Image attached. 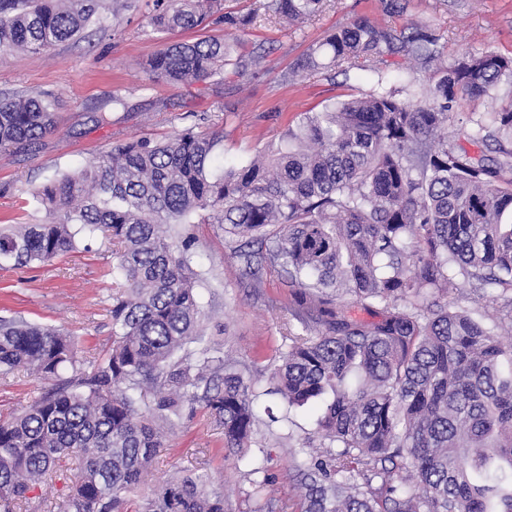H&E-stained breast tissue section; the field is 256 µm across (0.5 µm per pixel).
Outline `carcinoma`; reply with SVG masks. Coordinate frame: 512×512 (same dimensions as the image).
Listing matches in <instances>:
<instances>
[{
	"instance_id": "1",
	"label": "carcinoma",
	"mask_w": 512,
	"mask_h": 512,
	"mask_svg": "<svg viewBox=\"0 0 512 512\" xmlns=\"http://www.w3.org/2000/svg\"><path fill=\"white\" fill-rule=\"evenodd\" d=\"M323 0H267L290 23ZM224 0H153L154 31L195 29ZM100 20L97 0H0V48L40 51ZM232 43L165 45L154 78L190 83L223 73ZM404 53L439 59L415 27L397 39L368 18L340 27L297 67L321 59L378 71ZM426 100L378 87L306 114L290 142L242 166L220 165L222 137L187 128L118 143L33 191L51 220L0 230V262L28 266L102 236L112 243V348L93 360L59 330L0 317V374L51 387L0 419V512L78 459L60 512H224L200 468L141 497L166 434L199 403L224 427V447L251 446L258 379L232 370L221 347L196 353L206 313L193 239L183 225L222 224L245 270L278 266L290 288L288 351L266 392L301 408L330 396L306 442L301 512H512V181L508 162L448 145L450 103L487 96L512 58L485 52L440 66ZM49 95L0 97V146L26 147L54 127ZM512 137V107L461 125L472 143ZM468 287L469 293L462 292ZM487 297L490 315L460 304ZM357 305L375 317L358 319ZM69 370L71 375L63 376Z\"/></svg>"
}]
</instances>
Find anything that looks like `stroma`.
Here are the masks:
<instances>
[{
  "mask_svg": "<svg viewBox=\"0 0 512 512\" xmlns=\"http://www.w3.org/2000/svg\"><path fill=\"white\" fill-rule=\"evenodd\" d=\"M263 0H224L225 21L193 30L154 32L153 0H139L120 21L104 14L84 38L37 52L0 49V97L48 94L56 104V127L35 147L0 148V227L43 223L31 192L58 174L76 170L129 139L164 140L184 129L218 132L225 164L250 161L279 145L303 114L319 112L384 84L397 98L417 101L435 77L398 55L378 71L331 67L298 72L294 66L310 47L336 28L367 17L400 34L419 26L436 38L440 62L448 66L466 54L495 52L512 58V0H325L302 24L262 9ZM252 16L245 36L253 52L243 74L191 84L152 80L145 70L164 42L232 38L235 19ZM121 95L124 106L113 105ZM194 262L203 272L198 289L207 305L204 343L223 345L235 370L250 378L265 372L284 345L288 290L277 268L261 281L246 277L235 246L217 224H193ZM112 247L96 239L52 262L0 267V316H20L69 334L80 355L92 358L112 345ZM44 381L19 372L0 377V416L29 406L46 389ZM258 422L250 448L232 452L224 432L203 408L187 414L157 456L146 481L154 488L181 471L204 467L224 493L226 512H256L264 499L255 492L252 471L264 467L274 479L269 491L279 512H300V469L307 439L316 435L317 405L291 408L276 395L256 400ZM70 460L51 482L31 489L17 512H59L77 471Z\"/></svg>",
  "mask_w": 512,
  "mask_h": 512,
  "instance_id": "1",
  "label": "stroma"
}]
</instances>
